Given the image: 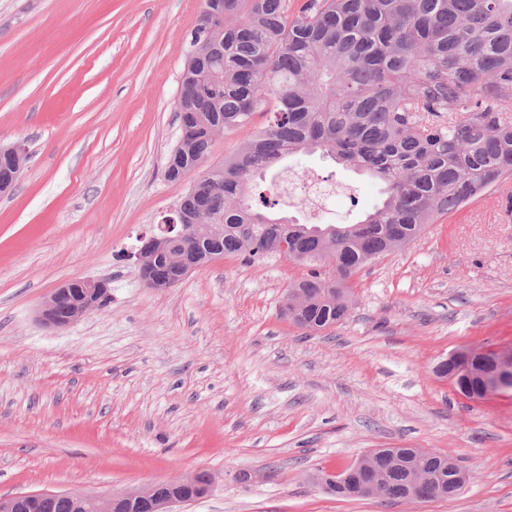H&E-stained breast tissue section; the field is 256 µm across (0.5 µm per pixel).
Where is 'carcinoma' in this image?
I'll use <instances>...</instances> for the list:
<instances>
[{
    "instance_id": "obj_1",
    "label": "carcinoma",
    "mask_w": 512,
    "mask_h": 512,
    "mask_svg": "<svg viewBox=\"0 0 512 512\" xmlns=\"http://www.w3.org/2000/svg\"><path fill=\"white\" fill-rule=\"evenodd\" d=\"M190 43L199 59L181 81L196 95L176 107L185 144L166 177L180 181L210 154L208 130L229 132L257 112L267 124L224 164L199 173L176 205L186 223L207 209L221 235L200 227L199 266L214 258L271 255L265 242L289 236L295 262L309 268L292 284L312 292L295 325L321 330L347 317L351 288H330L415 241L427 225L512 176V0H203ZM319 152L384 185L383 199L354 224H300L261 211L279 201L253 197L256 178L288 180L281 162ZM339 237L338 269L325 257ZM387 469L386 498L404 495L418 464L464 485L446 455L419 458L400 448Z\"/></svg>"
}]
</instances>
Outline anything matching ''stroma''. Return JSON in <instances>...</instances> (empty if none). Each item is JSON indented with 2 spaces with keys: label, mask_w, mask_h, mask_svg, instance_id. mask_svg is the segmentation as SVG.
I'll use <instances>...</instances> for the list:
<instances>
[{
  "label": "stroma",
  "mask_w": 512,
  "mask_h": 512,
  "mask_svg": "<svg viewBox=\"0 0 512 512\" xmlns=\"http://www.w3.org/2000/svg\"><path fill=\"white\" fill-rule=\"evenodd\" d=\"M202 0H0V145L29 158L0 198V496L127 493L210 473L181 512H512V397L469 400L436 363L512 347V178L362 268L348 317L315 334L282 312L308 269L228 256L150 288L141 235L192 180L165 176L179 137L185 39ZM296 175L350 185L324 224H351L381 184L318 154ZM107 282L62 329L42 300ZM456 458L455 498L345 500L315 484L374 448ZM271 470L241 484L238 472Z\"/></svg>",
  "instance_id": "35a3bbf8"
}]
</instances>
